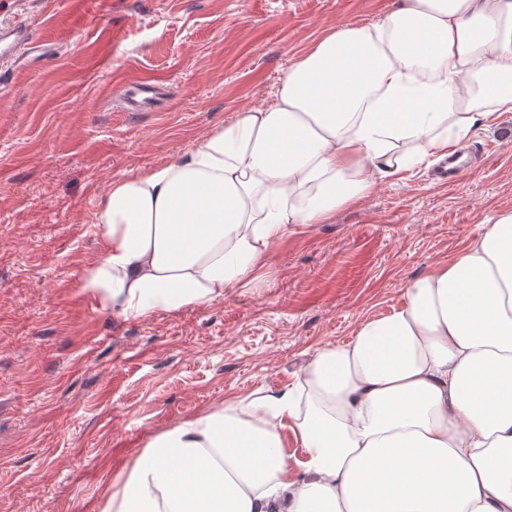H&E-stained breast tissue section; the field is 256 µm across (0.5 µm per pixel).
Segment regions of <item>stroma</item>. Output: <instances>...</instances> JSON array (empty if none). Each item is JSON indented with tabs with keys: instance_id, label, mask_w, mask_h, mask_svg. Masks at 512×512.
Masks as SVG:
<instances>
[{
	"instance_id": "35a3bbf8",
	"label": "stroma",
	"mask_w": 512,
	"mask_h": 512,
	"mask_svg": "<svg viewBox=\"0 0 512 512\" xmlns=\"http://www.w3.org/2000/svg\"><path fill=\"white\" fill-rule=\"evenodd\" d=\"M395 0H0L42 54L0 65V512H98L112 481L171 425L279 394L323 345L400 306L408 284L512 212V116L476 123L453 185L432 160L324 223L294 224L260 279L148 320L78 293L114 179L178 158L267 97L326 31ZM153 77L151 111L107 85Z\"/></svg>"
}]
</instances>
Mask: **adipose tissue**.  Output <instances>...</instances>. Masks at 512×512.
<instances>
[{
	"instance_id": "ef3b65f1",
	"label": "adipose tissue",
	"mask_w": 512,
	"mask_h": 512,
	"mask_svg": "<svg viewBox=\"0 0 512 512\" xmlns=\"http://www.w3.org/2000/svg\"><path fill=\"white\" fill-rule=\"evenodd\" d=\"M271 96L113 180L81 294L133 320L223 300L289 225L511 115L512 0H397L316 40ZM100 512H512V212L318 348L294 389L154 436Z\"/></svg>"
}]
</instances>
